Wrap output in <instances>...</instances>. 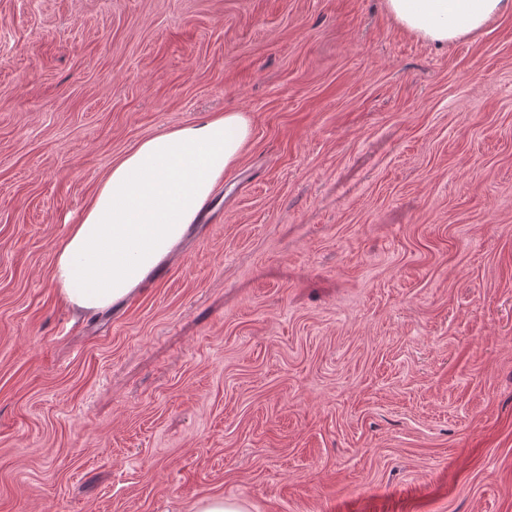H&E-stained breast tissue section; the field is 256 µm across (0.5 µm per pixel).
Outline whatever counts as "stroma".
Returning a JSON list of instances; mask_svg holds the SVG:
<instances>
[{"label": "stroma", "instance_id": "obj_1", "mask_svg": "<svg viewBox=\"0 0 512 512\" xmlns=\"http://www.w3.org/2000/svg\"><path fill=\"white\" fill-rule=\"evenodd\" d=\"M252 133L163 274L55 252L113 162ZM512 512V16L384 0H0V512ZM396 24L427 43L447 45L512 15L511 0H385ZM194 512H245L244 506L224 497L211 496L199 500L194 505Z\"/></svg>", "mask_w": 512, "mask_h": 512}]
</instances>
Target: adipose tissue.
I'll return each instance as SVG.
<instances>
[{
	"label": "adipose tissue",
	"instance_id": "1",
	"mask_svg": "<svg viewBox=\"0 0 512 512\" xmlns=\"http://www.w3.org/2000/svg\"><path fill=\"white\" fill-rule=\"evenodd\" d=\"M396 24L445 45L512 15V0H386ZM248 119L227 112L140 141L114 162L55 254L53 281L70 304L100 311L149 280L240 158Z\"/></svg>",
	"mask_w": 512,
	"mask_h": 512
}]
</instances>
